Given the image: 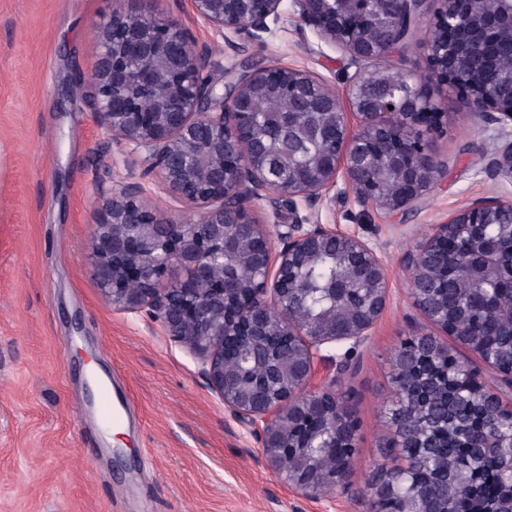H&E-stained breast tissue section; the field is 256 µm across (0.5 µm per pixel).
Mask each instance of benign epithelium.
<instances>
[{
  "instance_id": "obj_1",
  "label": "benign epithelium",
  "mask_w": 512,
  "mask_h": 512,
  "mask_svg": "<svg viewBox=\"0 0 512 512\" xmlns=\"http://www.w3.org/2000/svg\"><path fill=\"white\" fill-rule=\"evenodd\" d=\"M365 2L383 20L381 26L358 25L352 6ZM284 0H190L193 12L221 30L237 52L270 32L269 22L281 15ZM433 5L428 19L432 37L426 42L430 80L419 79L404 66L408 37L424 18V3ZM464 0H289V8L321 43L339 50L355 72L345 92L307 70L272 60L259 67L226 72L223 90L203 74V53L192 33L169 20H160L125 8L121 0L101 29V53L96 69L97 122L113 142L140 156L145 173L199 208L187 222L160 218L142 198L137 183H119L101 191V203L92 225L93 275L113 309L137 313L147 310L167 333L190 346L204 361L211 389L224 409L262 436L263 447L282 452L262 453L268 468L283 477V435L275 430L281 411L301 401L311 417L320 416L322 401L336 398L308 385L321 347L334 345L337 373L352 367L354 353L371 336L388 303V278L383 262L364 241L336 231L328 224H312L300 206L312 210L330 196L338 180H347L359 202L398 215L412 210L428 190L445 176L429 135L442 126L434 91L450 88L461 93L484 123L504 130L512 126V54L499 63L501 80L493 88L479 84L463 69V48L471 41L502 31L512 33V0H484L475 12ZM385 57L401 66L403 82L389 73L368 70ZM275 90L281 112L288 116L270 148L255 139L254 120L264 111L266 96ZM319 112L325 123L297 125L294 116ZM334 136L328 151L319 154L307 170L296 172L279 185L284 157ZM493 175L512 182V142L495 152L488 163ZM381 172L393 174L398 187L378 192ZM267 200L288 212L287 231L272 243L254 218L256 202ZM512 215V197H482L469 202L435 226L416 249L405 253L410 291L422 316L448 336L463 331L448 325V312L427 300L434 287L429 272L432 253L451 246L452 232L471 240L472 267L490 283L510 284L494 240L498 216ZM244 246L262 259L263 276L250 286L214 270L224 264L228 244ZM337 251L354 281L368 292L342 330L336 322L311 327L278 311L297 298L298 270L321 251ZM185 275L165 281L172 265ZM137 287L129 288L127 284ZM231 336L250 339L248 357L265 363L271 350L269 336H282L297 346L288 354L283 386L272 396L260 384L238 386L224 366V345ZM499 381L512 388V365L505 368L493 357L470 345ZM478 372H448L456 397L483 403V392L467 382ZM345 407L336 404L324 418L315 442L288 465L313 462L331 447L336 426L344 422ZM349 465L331 475L327 488L297 476L283 477L298 494L320 499L347 483ZM394 494L383 477L373 482L368 512Z\"/></svg>"
}]
</instances>
